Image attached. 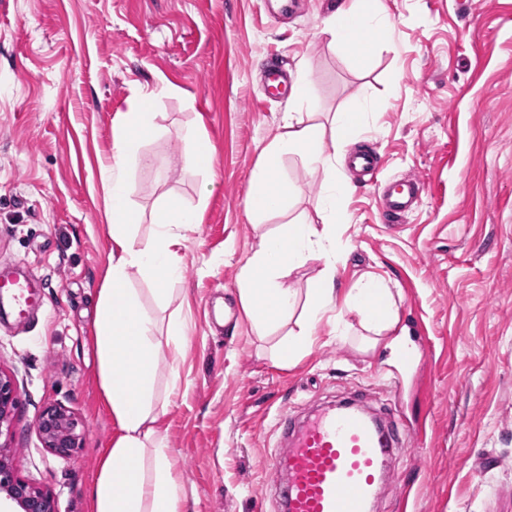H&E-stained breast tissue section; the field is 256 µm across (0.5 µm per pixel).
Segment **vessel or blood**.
<instances>
[{
	"label": "vessel or blood",
	"instance_id": "b4317fda",
	"mask_svg": "<svg viewBox=\"0 0 512 512\" xmlns=\"http://www.w3.org/2000/svg\"><path fill=\"white\" fill-rule=\"evenodd\" d=\"M420 180L399 188H382L380 202L386 219L409 212ZM19 314H26L39 299L18 281L0 282ZM279 448L268 458L276 475L273 497L277 512H373L381 488L392 474L401 441L421 436V424L393 413L382 421L345 398L311 409L299 416H284Z\"/></svg>",
	"mask_w": 512,
	"mask_h": 512
}]
</instances>
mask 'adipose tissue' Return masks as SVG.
Returning <instances> with one entry per match:
<instances>
[{
  "instance_id": "adipose-tissue-1",
  "label": "adipose tissue",
  "mask_w": 512,
  "mask_h": 512,
  "mask_svg": "<svg viewBox=\"0 0 512 512\" xmlns=\"http://www.w3.org/2000/svg\"><path fill=\"white\" fill-rule=\"evenodd\" d=\"M387 27L380 0H349L333 13L327 31L360 62L377 50L379 34ZM157 102L153 92L129 99L113 133L112 160L102 171L112 216V264L99 294L93 343L103 397L120 433L100 461L91 512H183L182 478L158 426L164 407L155 396L158 361L166 355L180 356L183 325L169 323L165 336H158L154 319L129 286L131 275L137 273L153 283L157 296H165L169 284L181 276L177 248L182 232L199 221L197 207L171 198L153 217L152 237L144 242L135 237L143 214L132 203L127 171L141 143L160 130ZM311 109L308 73L302 68L290 88L279 132L266 146L253 176L245 206L259 223L286 209L299 189L281 177L280 161L294 154L307 168L328 173L319 201L323 222L291 220L262 233L237 278L242 312L260 334L292 323V330L273 348L275 359L285 366L312 346L314 330L323 319H330L341 336L350 329L347 313H356L367 332L363 344L368 349L398 323L393 295L382 280L360 279L342 295L335 288L342 253L336 220L350 191L349 183L335 173L336 156L359 141L366 110L355 105L337 113L327 131L307 121ZM312 258L322 260L323 266L307 303L300 307L284 279Z\"/></svg>"
}]
</instances>
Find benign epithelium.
<instances>
[{
	"label": "benign epithelium",
	"mask_w": 512,
	"mask_h": 512,
	"mask_svg": "<svg viewBox=\"0 0 512 512\" xmlns=\"http://www.w3.org/2000/svg\"><path fill=\"white\" fill-rule=\"evenodd\" d=\"M17 405V385L13 377L0 371V437L10 438ZM34 427L50 453L72 458L82 448L85 425L71 410L51 404L41 410ZM8 502L14 512H56L51 492L19 477L9 456V446L0 442V503Z\"/></svg>",
	"instance_id": "benign-epithelium-1"
}]
</instances>
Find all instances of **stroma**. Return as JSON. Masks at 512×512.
I'll return each instance as SVG.
<instances>
[{
    "instance_id": "obj_1",
    "label": "stroma",
    "mask_w": 512,
    "mask_h": 512,
    "mask_svg": "<svg viewBox=\"0 0 512 512\" xmlns=\"http://www.w3.org/2000/svg\"><path fill=\"white\" fill-rule=\"evenodd\" d=\"M275 19L264 0H0V263L31 275L44 307L0 320V371L18 386L12 464L52 491L57 512H90L103 452L119 433L104 407L91 336L112 262L101 168L130 97L160 95V133L133 163L136 206L202 203L184 230L183 275L166 299L133 276L141 305L184 325L178 361H160L157 393L184 512H255L271 490L266 455L280 415L352 393L371 411L399 397L426 426L409 441L374 512H512V0H381L389 30L358 64L324 32L342 0H299ZM310 74L313 123L372 104L359 148L375 180L350 176L336 286L382 279L396 301L405 356L363 351L360 326L321 322L296 364L270 353L287 326L260 336L244 317L240 267L259 229L319 223L323 171L287 155L299 194L253 224L252 171L279 132L288 98L268 92L263 61ZM215 152L213 172L183 169L188 136ZM416 177L424 191L400 223L383 222L375 183ZM399 394H392V380ZM85 424L80 455L47 452L33 428L50 404Z\"/></svg>"
}]
</instances>
